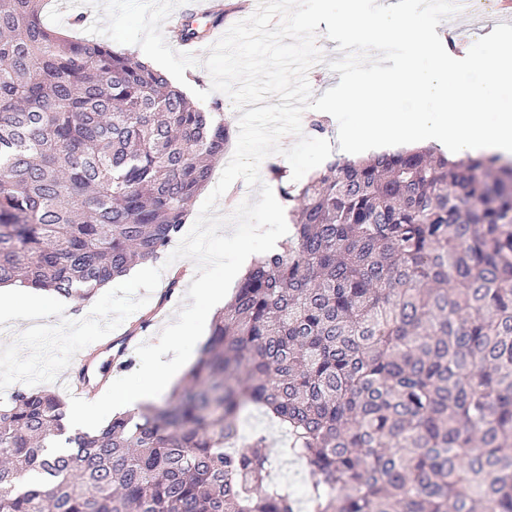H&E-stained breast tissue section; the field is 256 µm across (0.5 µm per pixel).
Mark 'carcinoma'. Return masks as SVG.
I'll return each instance as SVG.
<instances>
[{
  "mask_svg": "<svg viewBox=\"0 0 512 512\" xmlns=\"http://www.w3.org/2000/svg\"><path fill=\"white\" fill-rule=\"evenodd\" d=\"M0 0V284L83 298L179 236L232 129L148 64ZM187 18L173 31L198 43ZM165 405L68 448L65 402L0 409V512H297L257 407L311 477L308 512H512V163L402 148L302 186Z\"/></svg>",
  "mask_w": 512,
  "mask_h": 512,
  "instance_id": "obj_1",
  "label": "carcinoma"
}]
</instances>
